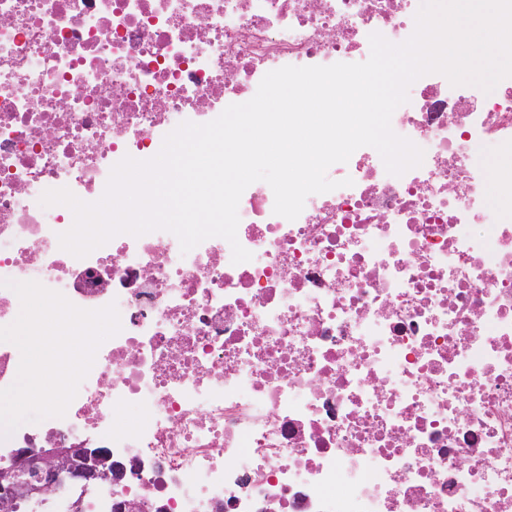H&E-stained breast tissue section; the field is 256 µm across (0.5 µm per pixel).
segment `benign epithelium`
Segmentation results:
<instances>
[{
	"instance_id": "7a95c632",
	"label": "benign epithelium",
	"mask_w": 512,
	"mask_h": 512,
	"mask_svg": "<svg viewBox=\"0 0 512 512\" xmlns=\"http://www.w3.org/2000/svg\"><path fill=\"white\" fill-rule=\"evenodd\" d=\"M33 474L23 483L20 472ZM125 478V468L112 463L102 449L84 448H22L14 463L0 469V512H13L24 499L44 495L63 481L75 484H117Z\"/></svg>"
}]
</instances>
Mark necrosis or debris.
Here are the masks:
<instances>
[{"instance_id": "necrosis-or-debris-1", "label": "necrosis or debris", "mask_w": 512, "mask_h": 512, "mask_svg": "<svg viewBox=\"0 0 512 512\" xmlns=\"http://www.w3.org/2000/svg\"><path fill=\"white\" fill-rule=\"evenodd\" d=\"M419 0H0V280L116 304L64 417L0 440L103 448L112 486L36 512H512V221L479 153L512 159V77L492 93L427 74L394 112L423 149L394 176L372 147L290 221L262 181L227 240L170 232L88 256L49 189L94 202L124 157L249 101L269 71L399 44Z\"/></svg>"}]
</instances>
